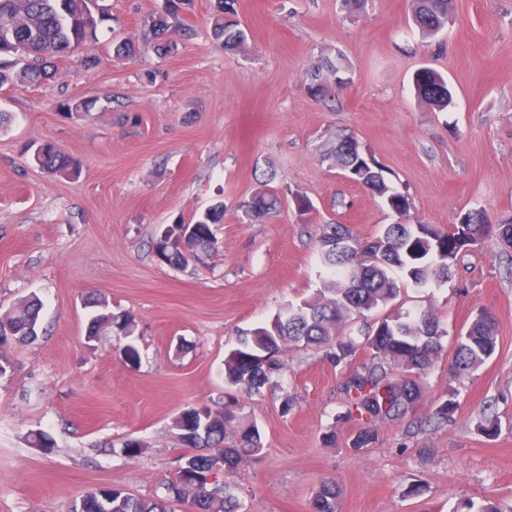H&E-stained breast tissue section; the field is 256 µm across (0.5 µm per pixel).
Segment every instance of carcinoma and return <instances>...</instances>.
<instances>
[{
    "label": "carcinoma",
    "instance_id": "carcinoma-1",
    "mask_svg": "<svg viewBox=\"0 0 512 512\" xmlns=\"http://www.w3.org/2000/svg\"><path fill=\"white\" fill-rule=\"evenodd\" d=\"M235 2L216 0L211 16L213 36L226 48H237L245 41L243 30L228 19ZM451 4L452 0H414L412 20L423 33L435 34L448 23ZM192 6L193 0H164L162 9L144 20L143 30L155 38L157 52L175 50L177 43L171 35L181 30L182 18ZM108 20V9L100 0H0V86L18 82L39 87L53 78L58 61L78 49L86 50L82 58L85 68L97 67L100 57L91 49ZM137 50L134 41L120 40L112 43V58L123 61L134 57ZM323 68L309 72L308 89L315 97L325 91ZM416 88L421 99L439 109L451 102L448 83L433 70L417 74ZM93 106L90 101L72 98L58 103V109L68 116L89 113ZM32 162L68 180L76 181L82 174L81 163L53 142L38 145ZM357 173L363 185L392 212L401 218L408 216V199L386 180L377 163L364 159ZM278 203L273 191L262 188L243 208L248 218L260 220ZM222 223V201L192 222L203 254L215 249L214 227ZM492 231L500 244L512 248V221L493 226L482 209L467 212L463 223L450 224L446 231L431 224L397 223L364 240L356 238L346 224L322 225L318 244L330 275L316 295L238 337L237 346L224 358L225 382L245 395H259L265 386L274 385L283 354L295 346L315 347L332 364L350 367L340 384L345 414L369 424L357 433L352 447H368L375 440L377 423L399 420L422 400V377L441 354L447 331L429 308L414 315L393 308L372 325L367 315L394 302L401 291L400 279L415 288L452 281L465 267V257L480 248ZM338 237L350 239L349 249L338 252L330 247ZM152 248L160 262L172 267L203 262L189 257L176 241L164 242L157 237ZM88 307V337L104 335L102 327L107 319L114 336L121 337L134 327L130 315L113 314L103 297L90 299ZM40 310V301L30 296L18 299L0 316V371L5 373L11 366L4 348L38 338ZM497 344L496 317L489 311L478 313L454 340L456 373L461 376L480 368L494 355ZM359 354L364 362L355 366L353 361ZM457 396V390L448 388L432 414L436 424L450 421L459 406ZM237 406V397L229 393L220 406L191 407L176 418L182 441L202 452L184 455L182 474L168 479L161 493L136 496L97 487L77 497L69 512H173V505L181 502L189 504L191 512H239L230 483L203 485L194 480L195 473L220 461L224 462V472L233 471L263 450L258 429L240 423ZM232 433L237 441L227 446ZM337 497L336 485L321 486L313 498V512H336Z\"/></svg>",
    "mask_w": 512,
    "mask_h": 512
}]
</instances>
